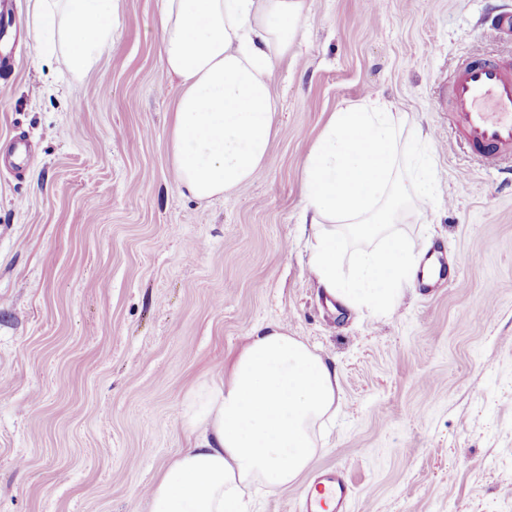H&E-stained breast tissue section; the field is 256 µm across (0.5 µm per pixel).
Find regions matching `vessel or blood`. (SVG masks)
I'll return each mask as SVG.
<instances>
[{"label": "vessel or blood", "instance_id": "obj_1", "mask_svg": "<svg viewBox=\"0 0 512 512\" xmlns=\"http://www.w3.org/2000/svg\"><path fill=\"white\" fill-rule=\"evenodd\" d=\"M440 103L456 135L486 166L512 156V65L493 57L463 61L440 90ZM304 500L305 512H323L333 502L346 512L350 489L344 475L320 477Z\"/></svg>", "mask_w": 512, "mask_h": 512}]
</instances>
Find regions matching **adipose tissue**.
I'll use <instances>...</instances> for the list:
<instances>
[{"instance_id": "obj_1", "label": "adipose tissue", "mask_w": 512, "mask_h": 512, "mask_svg": "<svg viewBox=\"0 0 512 512\" xmlns=\"http://www.w3.org/2000/svg\"><path fill=\"white\" fill-rule=\"evenodd\" d=\"M305 0H159L161 61L182 94L172 121L177 188L196 199L256 179L276 133L271 80L300 31ZM116 0H32L40 56L74 80L112 44ZM407 119L367 97L332 113L303 160L309 267L335 298L387 310L420 261L388 233L400 208L430 199L425 161L402 168ZM380 246L345 256L337 225ZM336 372L280 325L256 328L231 365L187 410L196 436L151 487L147 512H248L252 489L292 484L318 451L336 401Z\"/></svg>"}]
</instances>
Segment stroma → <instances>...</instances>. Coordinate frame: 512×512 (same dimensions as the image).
I'll return each mask as SVG.
<instances>
[{
	"instance_id": "35a3bbf8",
	"label": "stroma",
	"mask_w": 512,
	"mask_h": 512,
	"mask_svg": "<svg viewBox=\"0 0 512 512\" xmlns=\"http://www.w3.org/2000/svg\"><path fill=\"white\" fill-rule=\"evenodd\" d=\"M512 0H306L271 83L262 174L224 198L175 185L156 0H120L83 81L39 58L16 0L0 69V512H146L191 444L186 398L252 331L283 326L332 360L318 452L251 512H301L344 470L348 512H512V181L456 137L439 85L470 55L512 57L489 17ZM374 96L421 128L435 192L390 232L456 272L390 312L330 303L308 269L302 163L332 112Z\"/></svg>"
}]
</instances>
